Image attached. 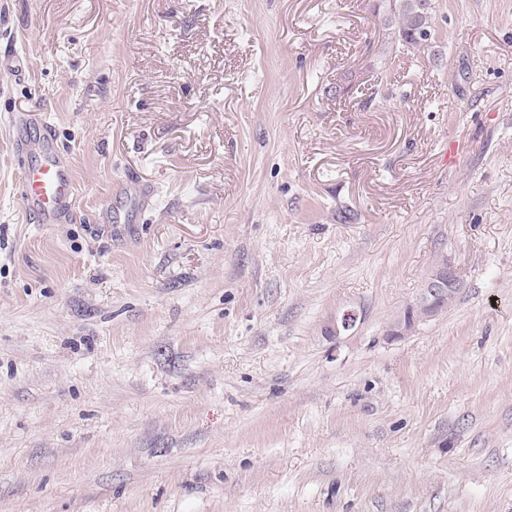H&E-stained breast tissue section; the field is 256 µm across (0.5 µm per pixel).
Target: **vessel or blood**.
<instances>
[{
    "mask_svg": "<svg viewBox=\"0 0 512 512\" xmlns=\"http://www.w3.org/2000/svg\"><path fill=\"white\" fill-rule=\"evenodd\" d=\"M37 165L25 167L18 192L25 207L42 224H59L67 219L74 183L67 159L57 150L51 132L35 143Z\"/></svg>",
    "mask_w": 512,
    "mask_h": 512,
    "instance_id": "obj_1",
    "label": "vessel or blood"
}]
</instances>
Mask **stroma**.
Here are the masks:
<instances>
[{"label":"stroma","mask_w":512,"mask_h":512,"mask_svg":"<svg viewBox=\"0 0 512 512\" xmlns=\"http://www.w3.org/2000/svg\"><path fill=\"white\" fill-rule=\"evenodd\" d=\"M432 4L0 0V512H512V0ZM399 4L397 39L405 47H418L433 39L429 15L432 0H392ZM40 156L37 165L24 168L18 192L25 207L41 224H60L67 219L74 183L67 159L57 150L50 130L29 146ZM442 264H448V262L444 261ZM460 288H462V282L453 267L450 264L448 267H441L428 280L425 288L421 289L413 302L408 304L403 312L389 324L388 339L401 338L411 332L420 321L435 316L442 307L445 308L454 301L458 293L454 294V292ZM449 294L452 295L443 301V306L439 305L438 301ZM421 310L424 312L422 313ZM416 311H418L417 314H415Z\"/></svg>","instance_id":"obj_1"}]
</instances>
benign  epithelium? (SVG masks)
<instances>
[{
	"label": "benign epithelium",
	"instance_id": "obj_1",
	"mask_svg": "<svg viewBox=\"0 0 512 512\" xmlns=\"http://www.w3.org/2000/svg\"><path fill=\"white\" fill-rule=\"evenodd\" d=\"M462 288V282L453 267H442L428 280L425 288L408 304L388 326L387 337L401 338L411 332L422 320L435 316L441 311L439 300ZM359 314L355 310H346L326 327V333L339 335L355 327Z\"/></svg>",
	"mask_w": 512,
	"mask_h": 512
}]
</instances>
